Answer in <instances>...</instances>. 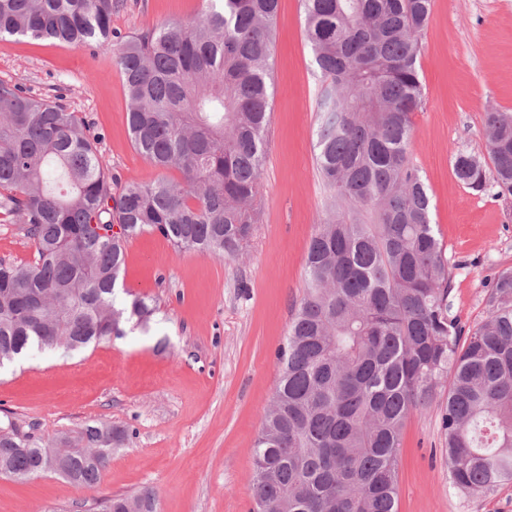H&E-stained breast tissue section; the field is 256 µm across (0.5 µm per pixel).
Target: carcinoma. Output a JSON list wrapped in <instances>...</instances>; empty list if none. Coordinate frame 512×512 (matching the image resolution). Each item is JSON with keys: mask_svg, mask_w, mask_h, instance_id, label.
Listing matches in <instances>:
<instances>
[{"mask_svg": "<svg viewBox=\"0 0 512 512\" xmlns=\"http://www.w3.org/2000/svg\"><path fill=\"white\" fill-rule=\"evenodd\" d=\"M120 41L113 55L134 147L179 181L112 194L97 138L61 102L0 82V223H18L31 264L0 261V367L76 351L153 314L119 289L127 241L233 258L259 222L271 123L278 0H204ZM322 79L318 171L334 211L316 225L304 292L277 351L279 378L253 446L251 512H398L399 448L411 412L449 377L442 425L453 484L482 495L512 481V269L489 280L487 319L449 313L450 272L408 147L422 106L420 36L431 0H301ZM121 0H0V38L94 48ZM499 193L512 195V112L485 113ZM467 189L486 165L457 153ZM122 232L112 233L113 225ZM127 431L97 421L43 441L0 423V476L55 473L98 487ZM103 512H156L157 495H115Z\"/></svg>", "mask_w": 512, "mask_h": 512, "instance_id": "cac0c4a2", "label": "carcinoma"}]
</instances>
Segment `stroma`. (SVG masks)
<instances>
[{"label":"stroma","mask_w":512,"mask_h":512,"mask_svg":"<svg viewBox=\"0 0 512 512\" xmlns=\"http://www.w3.org/2000/svg\"><path fill=\"white\" fill-rule=\"evenodd\" d=\"M203 0H123L113 41L199 15ZM423 104L410 160L431 198L448 262L450 313L464 330L488 315L486 286L512 267V196L461 186L457 152L486 156L484 114L512 112V0H433L421 36ZM274 93L260 176L259 224L243 253L176 252L156 232L126 248L125 287L154 308L143 325L79 352L32 353L0 369V414L48 439L94 421L128 429L100 488L46 474L0 478V512H102V497L156 492L159 512H251L253 444L277 379L278 348L304 289V265L329 193L316 164L321 81L300 0H279ZM0 81L62 99L97 133L113 193L177 180L132 145L129 99L111 43L95 49L0 39ZM447 381L406 422L398 512H512V482L480 496L453 485L442 426Z\"/></svg>","instance_id":"stroma-1"}]
</instances>
